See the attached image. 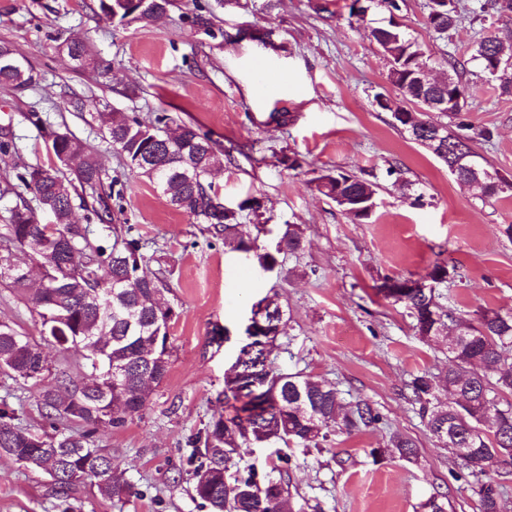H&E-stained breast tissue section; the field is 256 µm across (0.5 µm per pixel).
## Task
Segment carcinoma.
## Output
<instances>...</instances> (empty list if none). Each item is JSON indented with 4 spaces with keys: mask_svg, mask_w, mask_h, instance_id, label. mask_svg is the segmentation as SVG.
<instances>
[{
    "mask_svg": "<svg viewBox=\"0 0 512 512\" xmlns=\"http://www.w3.org/2000/svg\"><path fill=\"white\" fill-rule=\"evenodd\" d=\"M427 7L428 27L437 34L451 29L458 20V0H429ZM130 8V0H99V10L108 18L121 20ZM370 35L390 54V82L407 103L421 110L419 123L424 134L411 139L418 143L438 127L447 132L448 141L460 138L448 124L431 115L435 108L428 100L436 91L413 78L418 67L429 60L421 46L392 21L371 28ZM495 40L489 35L475 41L471 60L497 82L501 94L511 96L512 72L496 70ZM63 44L79 67L97 66V58L86 43L66 39ZM0 53L14 62L11 68L0 67L1 85L24 90L37 83L33 67L10 43L1 42ZM446 62L448 86L454 91L467 90L459 63L451 55ZM98 116L126 165L156 183L172 207L211 225L231 249L251 251L236 213L220 211L213 204L206 178L223 167L224 153L210 136L184 123L179 126V137L173 139L166 129L167 117L160 114L148 120L122 112H100ZM47 147L57 158L66 156L49 178L41 177L45 169L41 164L27 165L15 177L38 200L52 199L46 210L57 231L69 236L59 243L55 254L35 255L36 266L49 288L34 294L31 303L41 320V335L81 350L90 374L80 380L67 375L55 377L54 382L40 388L38 404L45 416L55 421L93 428L119 427L143 411L146 401L138 399L136 392L142 383L154 379L141 350L154 342L158 331L149 289L159 290L160 279L141 253L140 240H116L110 247H95L88 234L73 227V193L81 192L87 221L110 224L112 206L108 199L113 192L104 188L102 172L87 156L86 145L69 130H62ZM313 182L318 192L332 201L336 200V188H341L349 198L344 215L353 222L356 217L349 215V209L360 208L361 202L376 192L372 181L337 169L323 171ZM46 229L25 204H17L6 224L4 250L20 247L31 251ZM279 243L282 248L276 253L258 255L261 266L278 264L281 255L299 258L305 248L303 225H282ZM8 266L9 256L0 255V280L24 288L25 279ZM406 280V276L385 277L377 290L406 310L420 340L432 341L443 334L448 340V370L423 371L406 383L411 399L419 404L426 431L438 447L449 449L458 460L459 476L498 475L512 466V315L484 309L470 322L441 303L434 288L408 291L399 287ZM270 305L271 312L264 318L267 334L258 338L246 331V343L224 378V403L234 408V414L212 418L189 441L187 462L193 491L211 512H286L288 483L284 476L271 472L260 480L253 470L236 469L243 445L273 439L321 448L337 430L351 433L383 420L382 414L363 400L346 408L330 382L299 374L285 378L275 369L269 356L286 325V312L274 298ZM115 363L124 369L117 381L109 376ZM48 370L37 342L0 323L1 374L14 381L38 383ZM15 420L14 412L0 409V455L16 463L24 459L26 467L53 478L62 502L81 485L109 498L130 492L123 472L112 464L111 456L93 446L90 432L65 433L54 425L52 431L37 434ZM387 452L408 461L418 460L416 442L404 433L390 437ZM475 458L484 465L472 468ZM478 495L480 512H503L501 499L492 487L481 486Z\"/></svg>",
    "mask_w": 512,
    "mask_h": 512,
    "instance_id": "cac0c4a2",
    "label": "carcinoma"
}]
</instances>
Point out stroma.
Instances as JSON below:
<instances>
[{"mask_svg":"<svg viewBox=\"0 0 512 512\" xmlns=\"http://www.w3.org/2000/svg\"><path fill=\"white\" fill-rule=\"evenodd\" d=\"M427 0H404L402 28L431 56L435 71L447 56L465 63L470 88L466 114L481 166L512 180V96L488 83L470 59L475 39L506 36L512 19L474 11L460 0L461 18L443 35L427 25ZM350 0H174L150 22L102 18L98 0H0V41L12 43L39 73L32 87L0 86V236L9 210L23 202L40 223L52 216L15 177L23 164L50 162L45 143L25 119L39 112L87 146L105 182L121 190L112 225L131 226L152 270L162 273L160 302L175 315L165 381L139 416L119 427H98L94 445L111 455L131 483L122 498L78 487L76 512H210L192 489L188 437L223 410L224 372L246 336L255 304L277 297L289 315L270 359L283 373L325 379L345 403L364 400L382 423L331 435L320 448L283 442L243 448L240 468L281 469L291 512H423L431 496L446 495L448 512H479L474 479L456 478L451 452L429 438L409 399L407 381L424 370L446 369L445 343L422 342L402 307L378 293L384 277L423 278L435 262L455 267L439 292L456 315L483 309L512 313V191L482 200L447 165L412 141L381 110L376 96L399 99L389 61L350 19ZM271 32L270 43L257 41ZM87 42L100 62L76 69L57 36ZM96 100L77 112L72 95ZM172 125L194 123L224 152V166L208 176L227 207L261 201L267 222L255 229L254 251L225 247L210 225L169 205L156 184L130 170L101 130L97 106ZM288 122L270 123V113ZM298 168H289V160ZM344 169L378 183L368 223L351 222L315 189L326 169ZM305 228L300 258L265 270L260 253L274 250L282 224ZM38 337L41 323L28 293L0 281V322ZM229 339H212L216 328ZM34 382L0 377V407L14 409L21 426L50 427L37 406ZM418 441V461L387 455L391 433ZM0 512H63L49 478L0 456Z\"/></svg>","mask_w":512,"mask_h":512,"instance_id":"obj_1","label":"stroma"}]
</instances>
